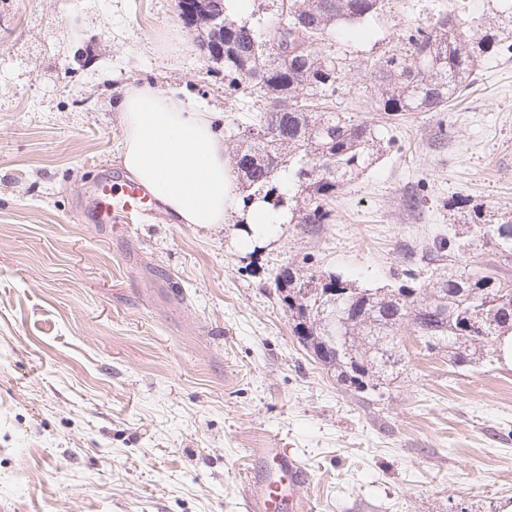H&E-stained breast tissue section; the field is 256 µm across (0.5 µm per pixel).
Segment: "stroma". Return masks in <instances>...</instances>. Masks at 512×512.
<instances>
[{
	"label": "stroma",
	"mask_w": 512,
	"mask_h": 512,
	"mask_svg": "<svg viewBox=\"0 0 512 512\" xmlns=\"http://www.w3.org/2000/svg\"><path fill=\"white\" fill-rule=\"evenodd\" d=\"M505 27L466 96L394 120L373 63L449 10ZM329 104L380 125L333 223L99 224L119 178L118 108L147 83L252 122L177 0H0V512H245L249 451L311 474V512H512V362L450 367L409 343L382 394L337 382L291 332L274 277L295 262L389 286L407 251L454 236L469 205L512 213V11L503 0H383Z\"/></svg>",
	"instance_id": "35a3bbf8"
}]
</instances>
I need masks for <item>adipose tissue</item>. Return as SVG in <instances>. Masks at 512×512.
<instances>
[{
    "instance_id": "ef3b65f1",
    "label": "adipose tissue",
    "mask_w": 512,
    "mask_h": 512,
    "mask_svg": "<svg viewBox=\"0 0 512 512\" xmlns=\"http://www.w3.org/2000/svg\"><path fill=\"white\" fill-rule=\"evenodd\" d=\"M120 109L122 164L153 191L174 223L223 224L242 209L258 235L268 225L287 223L285 211L244 208L213 113L199 111L148 84L127 87Z\"/></svg>"
}]
</instances>
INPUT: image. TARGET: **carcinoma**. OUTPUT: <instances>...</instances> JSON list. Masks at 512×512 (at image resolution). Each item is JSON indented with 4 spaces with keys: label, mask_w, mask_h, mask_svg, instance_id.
Masks as SVG:
<instances>
[{
    "label": "carcinoma",
    "mask_w": 512,
    "mask_h": 512,
    "mask_svg": "<svg viewBox=\"0 0 512 512\" xmlns=\"http://www.w3.org/2000/svg\"><path fill=\"white\" fill-rule=\"evenodd\" d=\"M383 0H286L267 26L224 18V78L233 91L251 90L262 103L243 131L244 144L234 154V168L250 203L257 197L280 208L290 186L301 205L289 221L328 224L330 203L347 177L372 164L380 146L378 125L356 123L327 105L342 67L321 49L328 37L368 20ZM296 31L303 53L279 58L278 31ZM498 28L487 22L470 32L451 10L432 26L397 41L391 54L374 64L375 111L391 117L408 112H436L472 84L481 57L497 47ZM288 173H282V168ZM471 246L492 242L498 257L512 258V216L497 222L495 210L472 207ZM451 240L441 238L408 261L432 265L428 283L406 281L395 288H355L332 272L305 273L288 268L275 278L279 300L292 319L299 344L358 393L375 394L389 374L409 357L404 331L429 354H448L457 366L475 355L491 353L501 337L512 334V318L480 319L481 295L504 293L512 303V281L489 272L440 270Z\"/></svg>",
    "instance_id": "cac0c4a2"
}]
</instances>
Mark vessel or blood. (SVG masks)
<instances>
[{
	"instance_id": "b4317fda",
	"label": "vessel or blood",
	"mask_w": 512,
	"mask_h": 512,
	"mask_svg": "<svg viewBox=\"0 0 512 512\" xmlns=\"http://www.w3.org/2000/svg\"><path fill=\"white\" fill-rule=\"evenodd\" d=\"M156 207L155 196L140 182L129 180L117 189L107 177L98 183L92 201L93 213L124 224L140 223ZM252 455L258 464L244 479L247 512H306L307 502L301 492L310 474L302 462L279 448H256Z\"/></svg>"
}]
</instances>
